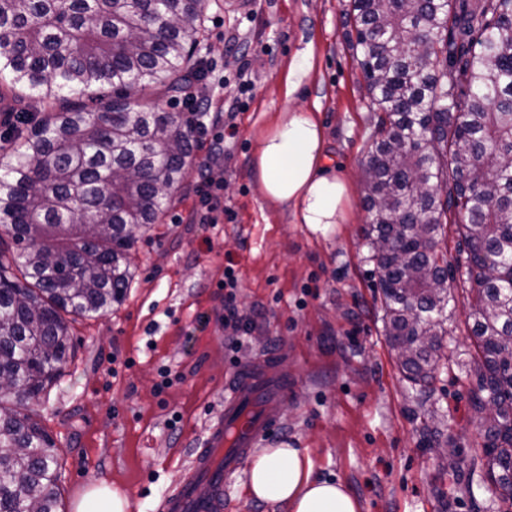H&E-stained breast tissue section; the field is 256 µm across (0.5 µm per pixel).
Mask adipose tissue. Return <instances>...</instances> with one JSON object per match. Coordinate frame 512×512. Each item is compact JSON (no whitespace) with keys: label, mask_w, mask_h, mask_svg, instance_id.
<instances>
[{"label":"adipose tissue","mask_w":512,"mask_h":512,"mask_svg":"<svg viewBox=\"0 0 512 512\" xmlns=\"http://www.w3.org/2000/svg\"><path fill=\"white\" fill-rule=\"evenodd\" d=\"M325 160L324 129L315 112L283 113L256 140L253 167L262 196L289 208L297 224L323 229L345 223L353 185L328 172ZM247 491L255 500L287 503L290 512H359L342 483L315 476L303 448L263 449L248 464Z\"/></svg>","instance_id":"obj_1"}]
</instances>
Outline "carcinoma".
Masks as SVG:
<instances>
[{"instance_id": "carcinoma-1", "label": "carcinoma", "mask_w": 512, "mask_h": 512, "mask_svg": "<svg viewBox=\"0 0 512 512\" xmlns=\"http://www.w3.org/2000/svg\"><path fill=\"white\" fill-rule=\"evenodd\" d=\"M209 0H0V103L44 116L0 155V512H60L55 442L29 407L74 352L69 317L96 319L133 281L136 233L197 165L192 119L130 102L176 98ZM371 108L362 234L388 342L428 389L456 309L436 247L451 224L475 284L471 402L480 471L512 512V0H352ZM112 98L89 109L84 93ZM16 268L22 279L9 269Z\"/></svg>"}]
</instances>
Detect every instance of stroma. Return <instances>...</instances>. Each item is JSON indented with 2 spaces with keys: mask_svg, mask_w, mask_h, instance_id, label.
Segmentation results:
<instances>
[{
  "mask_svg": "<svg viewBox=\"0 0 512 512\" xmlns=\"http://www.w3.org/2000/svg\"><path fill=\"white\" fill-rule=\"evenodd\" d=\"M351 28L350 0H210L196 50L205 71L197 94L247 103L228 157L211 169L235 218L198 223L197 179L189 177L159 223L138 235L123 302L73 323L75 355L39 407L62 466V512H75L79 494L102 481L128 495L130 512H159L221 422L228 380L267 355L294 383L268 447L307 449L315 476L341 482L359 512H490L488 484L469 481L466 466L482 452L474 379L444 367L432 389L414 388L385 336L361 234L362 169L378 115ZM232 35L247 39L245 54L229 51ZM304 50L309 69L292 94L288 73ZM243 68L252 78L246 93ZM301 107L316 110L328 166L355 189L347 223L324 230L293 223L259 194L253 176L256 135ZM462 248L455 227H446L438 252L454 271L461 307L444 342L461 353L471 343ZM229 265L249 323L231 340L221 287ZM450 442L459 457L435 453ZM245 483L242 473L227 482L224 512H290L253 500Z\"/></svg>",
  "mask_w": 512,
  "mask_h": 512,
  "instance_id": "obj_1",
  "label": "stroma"
}]
</instances>
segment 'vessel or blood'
Returning <instances> with one entry per match:
<instances>
[{
  "label": "vessel or blood",
  "mask_w": 512,
  "mask_h": 512,
  "mask_svg": "<svg viewBox=\"0 0 512 512\" xmlns=\"http://www.w3.org/2000/svg\"><path fill=\"white\" fill-rule=\"evenodd\" d=\"M288 378L273 360L239 368L225 388L224 418L195 452L182 482L161 512H223L224 486L261 442L279 428Z\"/></svg>",
  "instance_id": "obj_1"
}]
</instances>
